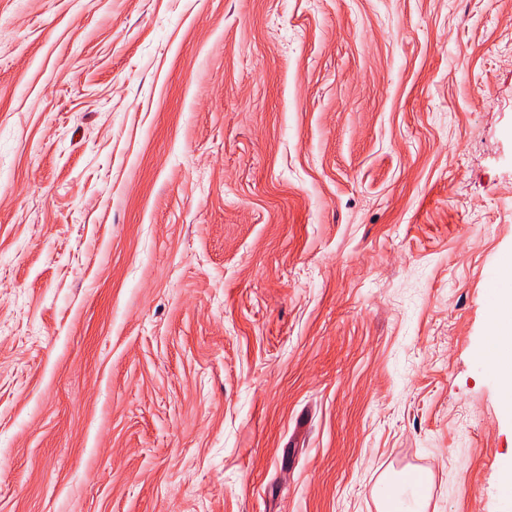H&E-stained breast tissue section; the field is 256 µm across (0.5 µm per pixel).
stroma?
<instances>
[{
	"label": "stroma",
	"mask_w": 512,
	"mask_h": 512,
	"mask_svg": "<svg viewBox=\"0 0 512 512\" xmlns=\"http://www.w3.org/2000/svg\"><path fill=\"white\" fill-rule=\"evenodd\" d=\"M512 0H0V512H512ZM512 293L499 298L490 335L480 350L482 360L507 389L512 387Z\"/></svg>",
	"instance_id": "1"
}]
</instances>
